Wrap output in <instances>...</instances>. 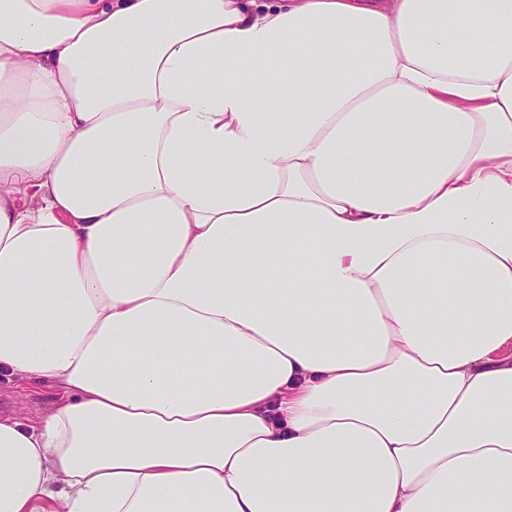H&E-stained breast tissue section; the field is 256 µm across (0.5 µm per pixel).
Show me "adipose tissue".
<instances>
[{"label":"adipose tissue","instance_id":"obj_1","mask_svg":"<svg viewBox=\"0 0 512 512\" xmlns=\"http://www.w3.org/2000/svg\"><path fill=\"white\" fill-rule=\"evenodd\" d=\"M0 512H512V0H0ZM49 388L25 390L16 380L0 377V416H13L23 420H35L53 401Z\"/></svg>","mask_w":512,"mask_h":512}]
</instances>
